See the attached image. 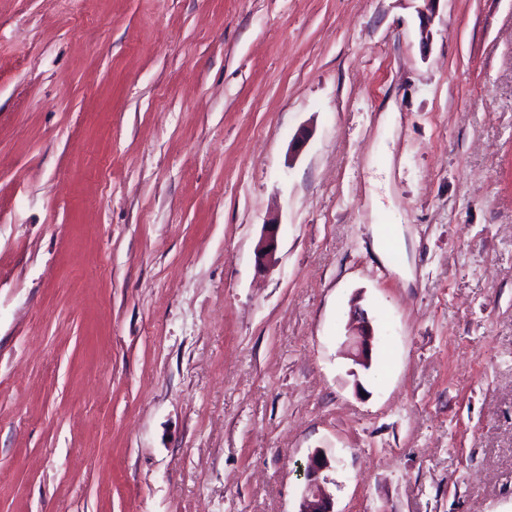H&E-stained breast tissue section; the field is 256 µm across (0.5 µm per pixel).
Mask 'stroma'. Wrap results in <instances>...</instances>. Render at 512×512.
<instances>
[{"instance_id": "stroma-1", "label": "stroma", "mask_w": 512, "mask_h": 512, "mask_svg": "<svg viewBox=\"0 0 512 512\" xmlns=\"http://www.w3.org/2000/svg\"><path fill=\"white\" fill-rule=\"evenodd\" d=\"M424 8L0 0V512H512V0ZM278 225L279 224L276 223L265 224V233L259 241L255 251L256 261L260 266L265 265L266 263L271 264L275 260ZM264 249H268V252H264ZM349 353L355 364L366 369L371 366L375 333L363 311L354 309L349 327ZM330 468V461L323 452L316 450L308 457L304 467L305 493L298 512H335L333 499L323 485L327 480L323 472Z\"/></svg>"}]
</instances>
